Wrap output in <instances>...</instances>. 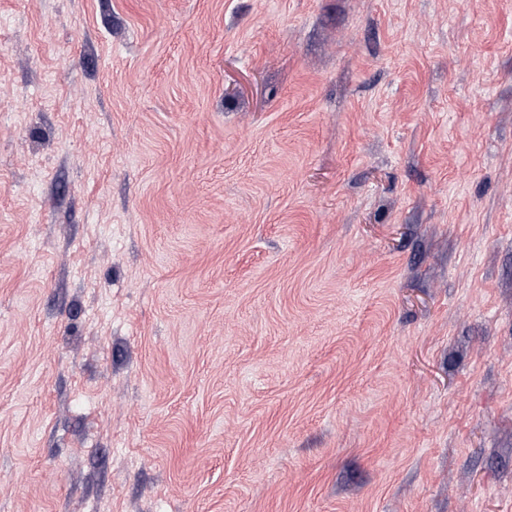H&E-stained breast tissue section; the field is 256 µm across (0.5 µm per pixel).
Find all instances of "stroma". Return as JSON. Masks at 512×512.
<instances>
[{
  "mask_svg": "<svg viewBox=\"0 0 512 512\" xmlns=\"http://www.w3.org/2000/svg\"><path fill=\"white\" fill-rule=\"evenodd\" d=\"M0 512H512V0H0Z\"/></svg>",
  "mask_w": 512,
  "mask_h": 512,
  "instance_id": "1",
  "label": "stroma"
}]
</instances>
